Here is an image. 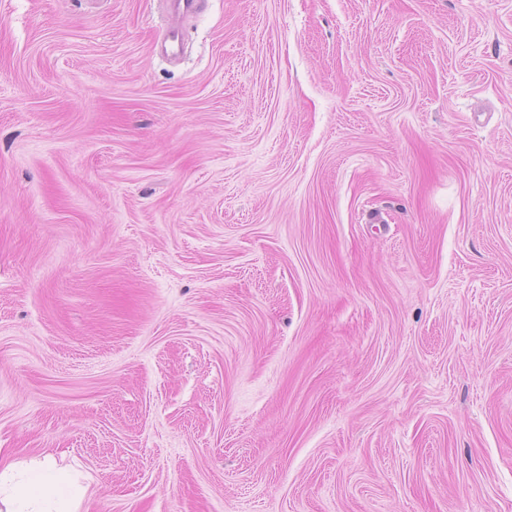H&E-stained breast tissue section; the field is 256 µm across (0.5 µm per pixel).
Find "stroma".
I'll return each mask as SVG.
<instances>
[{
	"instance_id": "35a3bbf8",
	"label": "stroma",
	"mask_w": 512,
	"mask_h": 512,
	"mask_svg": "<svg viewBox=\"0 0 512 512\" xmlns=\"http://www.w3.org/2000/svg\"><path fill=\"white\" fill-rule=\"evenodd\" d=\"M0 0V452L80 512H512V0ZM200 0H167L173 22L164 30V45L173 54L182 48L183 31L180 22L197 14Z\"/></svg>"
}]
</instances>
